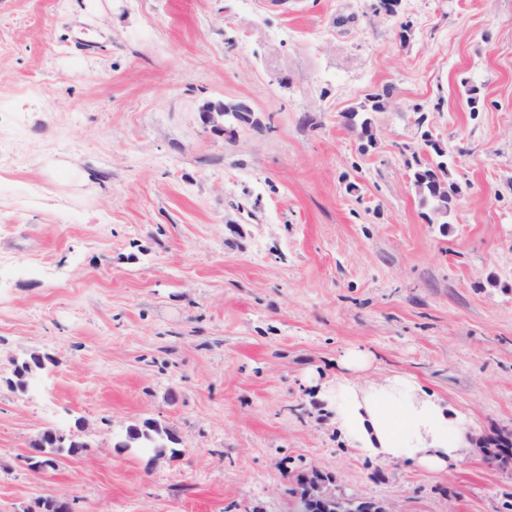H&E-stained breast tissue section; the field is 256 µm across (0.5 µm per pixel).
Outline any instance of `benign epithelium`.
<instances>
[{
  "instance_id": "1",
  "label": "benign epithelium",
  "mask_w": 512,
  "mask_h": 512,
  "mask_svg": "<svg viewBox=\"0 0 512 512\" xmlns=\"http://www.w3.org/2000/svg\"><path fill=\"white\" fill-rule=\"evenodd\" d=\"M201 112L206 122L219 127V121L230 117L240 125L255 123L251 108L242 102H207ZM475 447L493 463L501 459L499 453L512 454V429H496L474 438ZM300 499L304 512H335L345 504L352 512H392L385 504L359 495L336 493L330 486V479L319 469L311 467L298 479ZM39 512H73V500L55 492L47 494L38 502Z\"/></svg>"
}]
</instances>
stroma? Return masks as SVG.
I'll return each instance as SVG.
<instances>
[{"mask_svg": "<svg viewBox=\"0 0 512 512\" xmlns=\"http://www.w3.org/2000/svg\"><path fill=\"white\" fill-rule=\"evenodd\" d=\"M0 0V512H505L512 466L363 460L318 394L413 375L512 427V0ZM390 92L373 142L345 112ZM255 125L213 131L205 101ZM448 154L445 223L413 185ZM54 357L26 389L10 361ZM173 428L176 454L120 447ZM86 431H75L76 421ZM87 450L42 475L46 427ZM201 112L206 122L214 124V127L220 128L219 121H224L225 117L232 118L240 125H253L255 120L251 108L242 102L224 103V102H206L201 108ZM330 479L316 467L305 470L298 479L300 499L305 512H334L341 504L352 512H391L383 503L359 495H336Z\"/></svg>", "mask_w": 512, "mask_h": 512, "instance_id": "obj_1", "label": "stroma"}]
</instances>
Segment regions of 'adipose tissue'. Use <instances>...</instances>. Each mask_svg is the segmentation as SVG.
I'll return each instance as SVG.
<instances>
[{
    "mask_svg": "<svg viewBox=\"0 0 512 512\" xmlns=\"http://www.w3.org/2000/svg\"><path fill=\"white\" fill-rule=\"evenodd\" d=\"M321 394L345 442L378 462L405 460L445 471L470 445L463 418L413 376L393 374L380 382L343 377L322 386Z\"/></svg>",
    "mask_w": 512,
    "mask_h": 512,
    "instance_id": "adipose-tissue-1",
    "label": "adipose tissue"
}]
</instances>
